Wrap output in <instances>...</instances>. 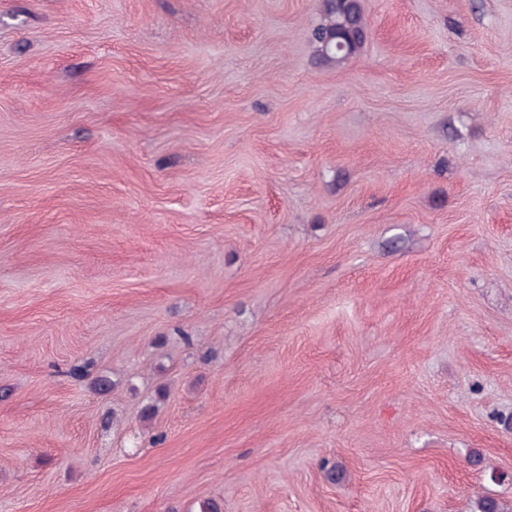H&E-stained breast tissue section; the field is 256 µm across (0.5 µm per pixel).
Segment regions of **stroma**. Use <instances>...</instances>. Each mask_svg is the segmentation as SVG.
<instances>
[{"label": "stroma", "mask_w": 512, "mask_h": 512, "mask_svg": "<svg viewBox=\"0 0 512 512\" xmlns=\"http://www.w3.org/2000/svg\"><path fill=\"white\" fill-rule=\"evenodd\" d=\"M363 3L0 0V512L512 505V0ZM311 40L325 64L340 66L357 55L366 40V20L361 0H322L321 19ZM343 49L338 51L336 45Z\"/></svg>", "instance_id": "35a3bbf8"}]
</instances>
